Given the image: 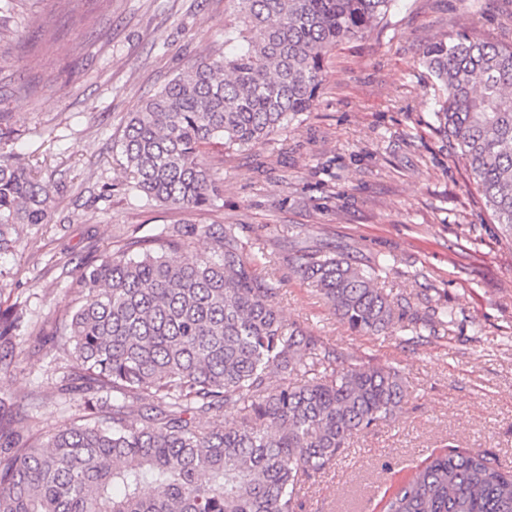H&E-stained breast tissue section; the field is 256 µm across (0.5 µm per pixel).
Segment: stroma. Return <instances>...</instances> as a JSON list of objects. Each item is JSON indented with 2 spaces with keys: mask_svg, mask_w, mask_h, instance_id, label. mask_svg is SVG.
<instances>
[{
  "mask_svg": "<svg viewBox=\"0 0 512 512\" xmlns=\"http://www.w3.org/2000/svg\"><path fill=\"white\" fill-rule=\"evenodd\" d=\"M397 0L387 18L327 56L309 112L273 140L226 156L203 146L221 194L197 224H235L248 252L271 256L288 322L340 360L397 369L410 397L397 418L356 435L310 478L302 512H382L433 455L480 450L512 471V231L494 223L476 182L436 129L421 63L440 34L505 39L512 0ZM224 50V0H24L0 10V113L14 155L58 202L52 224L24 227L0 254V305L26 302L33 325L72 306L81 263L126 237L183 221L147 205L121 164L125 119L201 56ZM381 264L378 285L434 333L364 336L295 269L298 251ZM0 370V399L31 435L69 425L76 395L40 333Z\"/></svg>",
  "mask_w": 512,
  "mask_h": 512,
  "instance_id": "1",
  "label": "stroma"
}]
</instances>
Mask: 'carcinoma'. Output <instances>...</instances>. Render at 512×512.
<instances>
[{"label":"carcinoma","mask_w":512,"mask_h":512,"mask_svg":"<svg viewBox=\"0 0 512 512\" xmlns=\"http://www.w3.org/2000/svg\"><path fill=\"white\" fill-rule=\"evenodd\" d=\"M397 0H224V54L180 72L128 114L122 141L132 188L189 214L220 194L199 148L242 150L308 111L336 44L363 36ZM433 115L474 175L497 224L512 229V45L464 36L428 45ZM56 199L0 153V252L20 226L49 224ZM196 227H164L84 263L78 302L52 326L70 357L61 391L82 423L44 440L15 430L0 401V512H297L302 484L357 433L408 401L399 371L345 364L289 323L266 263L239 225L208 233L210 254L175 265ZM137 255H130L132 247ZM379 268L306 254L297 272L354 332L428 321L377 286ZM27 305L0 307V348L28 331ZM112 411L103 410L106 395ZM234 409L230 418L224 409ZM157 489L146 496L143 488ZM384 512H512V472L450 449L400 485Z\"/></svg>","instance_id":"obj_1"}]
</instances>
